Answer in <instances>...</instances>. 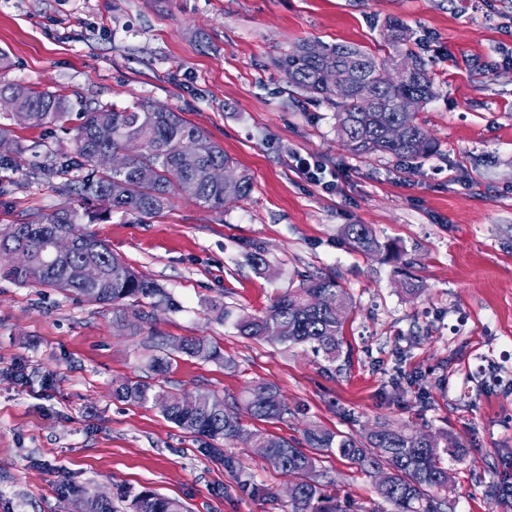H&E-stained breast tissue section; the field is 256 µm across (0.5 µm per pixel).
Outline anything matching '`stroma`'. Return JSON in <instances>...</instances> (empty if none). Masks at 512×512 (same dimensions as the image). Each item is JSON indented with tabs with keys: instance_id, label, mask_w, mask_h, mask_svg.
I'll use <instances>...</instances> for the list:
<instances>
[{
	"instance_id": "1",
	"label": "stroma",
	"mask_w": 512,
	"mask_h": 512,
	"mask_svg": "<svg viewBox=\"0 0 512 512\" xmlns=\"http://www.w3.org/2000/svg\"><path fill=\"white\" fill-rule=\"evenodd\" d=\"M392 18L434 80L417 118L436 151L411 166L351 154L335 105L290 87L276 66L305 40L387 58ZM510 53L512 0H0V84L165 106L253 177L249 197L221 213L179 197L155 219L114 212L92 224L179 303L139 329L118 326L111 307L0 277V512H77L80 494L132 512L120 491L145 489L188 512H290V477L249 449L225 444L241 464L229 471L158 409L113 399L121 380H152L148 359L185 336L206 337L235 365L177 356L169 390H208L238 408L251 384L273 385L288 414L242 422L288 439L385 420L447 435L455 512H512V498L490 501L478 484L512 474ZM13 131L26 162L0 169V227L76 206L38 170L73 151L71 135ZM295 153L319 159L334 188L300 177ZM347 224L369 225L380 252L356 251ZM256 251L272 273L248 263ZM316 275L336 277L352 300L338 360L239 336L234 316L262 314ZM408 275L417 296L402 289ZM215 301L230 321H214ZM318 470L339 501L372 508L370 478L348 461L324 455ZM246 480L277 501L252 497Z\"/></svg>"
}]
</instances>
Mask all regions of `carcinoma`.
Instances as JSON below:
<instances>
[{"instance_id":"1","label":"carcinoma","mask_w":512,"mask_h":512,"mask_svg":"<svg viewBox=\"0 0 512 512\" xmlns=\"http://www.w3.org/2000/svg\"><path fill=\"white\" fill-rule=\"evenodd\" d=\"M394 33L391 46L395 55L388 57L393 65L408 59L415 70L393 88L380 87L375 71L384 67L377 59L356 47L318 44V53L306 54L301 46L284 54L279 68L288 84L315 94L336 105V127L343 145L357 155L381 154L405 163H415L430 156L436 144L417 121V114L401 112L397 101L418 94L427 101L434 95L433 81L424 61L407 47L406 28L398 19L388 24ZM339 69L351 80V88L336 93L329 73ZM12 99L20 111L9 119L17 124L43 126L68 121L73 104L61 90H38L23 85H0V97ZM81 123L73 128L74 151L44 166L49 177H62L58 190L82 201L95 202L101 211L60 208L48 213H34L6 229H0V274L18 284L56 289L67 284L66 291L83 300L112 307L115 317L135 327L149 319L144 301L153 308L175 307L170 293L138 273L129 263L85 225L111 211L133 215L141 221L163 215L174 195L179 194L196 205L222 211L249 197L253 178L238 173L231 186L217 185L206 178L211 166H231L233 161L224 149L202 128L188 122L179 112H156L153 106L92 107L80 104ZM393 123L406 126L399 141L387 136ZM139 141L143 149L120 168L102 171L94 164L101 150H122L127 142ZM22 149L12 138L11 129L0 126V169L17 168ZM154 171L152 183L144 184L138 172ZM344 234L350 243L366 255L380 251L381 246L365 224H347ZM74 240V249L58 255L52 242L58 236ZM93 262L100 276L84 281L79 271ZM323 296L336 297L343 309L351 299L331 277H313L301 288L278 295L261 315L243 314L235 328L244 337L262 340L271 326L281 329V343L289 346L308 345L316 354L335 360L341 352V336L345 317L321 305ZM173 352L204 362H222L221 352L208 339L186 336L169 342ZM245 410L256 420H278L288 413V404L280 391L268 384L257 383L248 388ZM118 401L157 408L179 429L199 438L198 452L218 460L224 467L236 469V461L224 455L218 441L241 443L253 448L274 469L293 478L296 495L290 498V512H350L338 499L323 490L317 470L318 456L333 453L347 460L360 472L376 478L381 469L390 472L387 486H374L377 497L390 507L388 512H455V502L448 496L452 474L445 467L441 440L425 442L420 432L407 424L380 422L362 437L343 435L311 425L300 440L264 434L244 428L237 413L224 399L210 391L195 394L191 407L177 403L178 396L162 385L137 378L127 379L112 389ZM485 495L493 500L512 497V475L505 473L488 482L478 479ZM133 512H186L182 502L152 491H142L132 500Z\"/></svg>"}]
</instances>
